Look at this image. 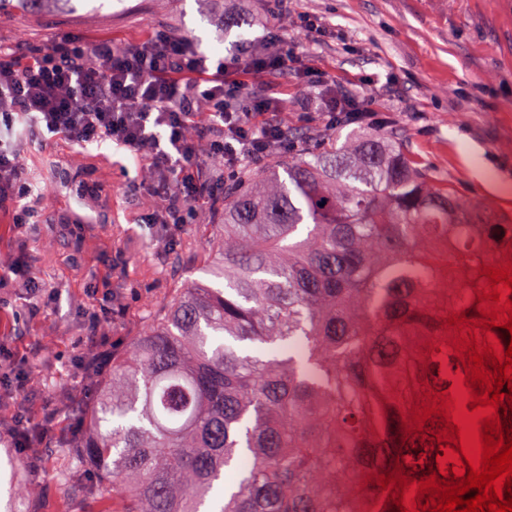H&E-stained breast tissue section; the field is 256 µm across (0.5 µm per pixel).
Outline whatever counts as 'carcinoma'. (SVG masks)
Segmentation results:
<instances>
[{
	"label": "carcinoma",
	"mask_w": 512,
	"mask_h": 512,
	"mask_svg": "<svg viewBox=\"0 0 512 512\" xmlns=\"http://www.w3.org/2000/svg\"><path fill=\"white\" fill-rule=\"evenodd\" d=\"M44 1L74 2L0 12ZM222 220L202 225L209 279L177 285L112 355L68 439L92 470L72 494L113 512H404L403 487L451 481L435 457L459 451L440 415L455 370L491 398L460 340H512L483 298L489 268L512 266V221L437 184L398 132L360 127L290 137L263 173L238 169Z\"/></svg>",
	"instance_id": "carcinoma-1"
}]
</instances>
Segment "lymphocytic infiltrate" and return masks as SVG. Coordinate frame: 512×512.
<instances>
[{
  "label": "lymphocytic infiltrate",
  "instance_id": "obj_1",
  "mask_svg": "<svg viewBox=\"0 0 512 512\" xmlns=\"http://www.w3.org/2000/svg\"><path fill=\"white\" fill-rule=\"evenodd\" d=\"M265 43L214 60L154 31L122 43L53 42L22 64L19 47L0 46V203L13 204L14 223L36 216L26 200L37 191L9 141L21 121L81 149L107 141L146 160L150 176L138 190L161 201L147 222L188 223L222 198L225 173L288 141L278 103L252 82L286 69L291 52L277 29ZM200 126L209 132L204 144L190 135ZM208 155L222 160V172L204 174Z\"/></svg>",
  "mask_w": 512,
  "mask_h": 512
}]
</instances>
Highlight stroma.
<instances>
[{
    "mask_svg": "<svg viewBox=\"0 0 512 512\" xmlns=\"http://www.w3.org/2000/svg\"><path fill=\"white\" fill-rule=\"evenodd\" d=\"M328 29L315 37L303 18ZM278 26L294 47V70L264 83L289 131L346 135L330 124L324 86L367 104L399 131L411 155L474 205L512 217V0H288L272 15L268 0H76L61 11L0 14V41L84 44L160 29L211 58L261 47ZM15 148L29 181L44 191L37 223L17 224L0 208V263L18 257L36 272L33 292L0 285V373L26 374L23 391L0 384V512H110L111 502L71 495L89 480L60 445L107 372L112 353L143 334L174 282L194 271L219 206L164 230L143 223L152 202L135 192L143 162L104 143L77 149L20 129ZM97 193L76 196L79 182ZM56 417L44 447L21 451L11 435L22 416ZM21 485L28 497L14 496Z\"/></svg>",
    "mask_w": 512,
    "mask_h": 512,
    "instance_id": "35a3bbf8",
    "label": "stroma"
}]
</instances>
